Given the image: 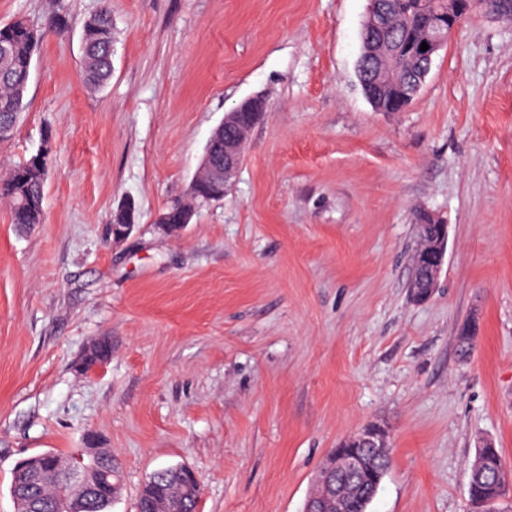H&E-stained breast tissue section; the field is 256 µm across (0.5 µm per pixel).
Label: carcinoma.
I'll use <instances>...</instances> for the list:
<instances>
[{"instance_id":"cac0c4a2","label":"carcinoma","mask_w":512,"mask_h":512,"mask_svg":"<svg viewBox=\"0 0 512 512\" xmlns=\"http://www.w3.org/2000/svg\"><path fill=\"white\" fill-rule=\"evenodd\" d=\"M448 9V0H433L424 5L422 0H384V26L376 32L361 33L362 50L358 63L359 79L372 87L375 72H391L400 77L407 87L416 81L425 61L416 53L415 46L430 36L432 13ZM42 33L25 20L11 23L9 31L0 32V125L15 129L28 107V84L21 77L31 68L35 50ZM112 17L109 5L91 16L83 26L82 68L86 85L99 89L112 76ZM48 171V153L38 152V160L27 161L0 178V200L11 210L12 223L41 224L44 220L45 181ZM204 202L196 183H191L187 198L167 209L178 212ZM419 239L425 242L438 236L440 225L428 213L418 218ZM412 277L427 282L435 277L434 269L416 253L412 259ZM476 329L463 326L457 334L460 355L467 356L476 342ZM150 487L142 485L137 507L141 512H196L198 502L184 499L175 485V478L167 477L164 491L153 502H148ZM75 485L50 474L42 477L30 496L34 512H71ZM469 498H480L487 512H512V469L507 467L499 449H478L468 483Z\"/></svg>"}]
</instances>
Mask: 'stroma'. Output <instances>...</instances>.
I'll return each instance as SVG.
<instances>
[{
    "label": "stroma",
    "mask_w": 512,
    "mask_h": 512,
    "mask_svg": "<svg viewBox=\"0 0 512 512\" xmlns=\"http://www.w3.org/2000/svg\"><path fill=\"white\" fill-rule=\"evenodd\" d=\"M105 3L112 77L93 90L81 34ZM368 7L0 0V26L65 20L0 141V176L50 151L45 223L16 227L0 202V512L18 461L90 435L120 464L110 512L180 465L198 512H303L331 450L375 423L392 460L370 512H471L482 442L512 465V12L476 0L411 104L377 112L357 74ZM254 95L231 188L167 234L159 216ZM420 210L448 247L417 302ZM101 336L111 358L80 370Z\"/></svg>",
    "instance_id": "obj_1"
}]
</instances>
